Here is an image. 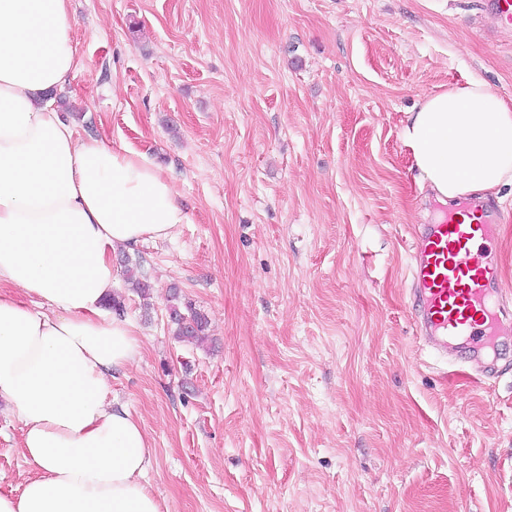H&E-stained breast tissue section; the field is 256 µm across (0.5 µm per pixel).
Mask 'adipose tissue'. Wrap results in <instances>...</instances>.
I'll return each mask as SVG.
<instances>
[{"instance_id": "obj_1", "label": "adipose tissue", "mask_w": 512, "mask_h": 512, "mask_svg": "<svg viewBox=\"0 0 512 512\" xmlns=\"http://www.w3.org/2000/svg\"><path fill=\"white\" fill-rule=\"evenodd\" d=\"M70 31L68 0H0V403L37 469L0 512H161L150 439L107 400L140 354L107 301L113 252L189 217L146 155L76 138L58 105L78 65ZM402 140L440 203L512 185V105L481 78L425 97Z\"/></svg>"}]
</instances>
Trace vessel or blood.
I'll return each mask as SVG.
<instances>
[{
	"label": "vessel or blood",
	"instance_id": "b4317fda",
	"mask_svg": "<svg viewBox=\"0 0 512 512\" xmlns=\"http://www.w3.org/2000/svg\"><path fill=\"white\" fill-rule=\"evenodd\" d=\"M470 208L484 218L485 248L469 247L467 225L452 220L423 225L411 253V294L426 343L437 349L456 342L461 357L491 377L498 372L504 320L512 312L502 302L505 286L490 248L499 236V214L480 201Z\"/></svg>",
	"mask_w": 512,
	"mask_h": 512
}]
</instances>
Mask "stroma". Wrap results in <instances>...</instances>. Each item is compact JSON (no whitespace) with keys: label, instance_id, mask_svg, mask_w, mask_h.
Wrapping results in <instances>:
<instances>
[{"label":"stroma","instance_id":"obj_1","mask_svg":"<svg viewBox=\"0 0 512 512\" xmlns=\"http://www.w3.org/2000/svg\"><path fill=\"white\" fill-rule=\"evenodd\" d=\"M79 138L147 154L188 214L125 282L140 357L109 400L143 424L162 512H512V357L478 381L419 337L409 288L441 208L401 139L426 96L512 101L482 0H69ZM512 288V187L487 197ZM207 317L177 342L167 294ZM35 469L0 404V493ZM141 262L142 261L140 259H135V261H133L129 256H127L123 267L127 282L131 283L132 288L136 289L141 296H145L146 291L150 288V284L148 282V278L142 272Z\"/></svg>","mask_w":512,"mask_h":512}]
</instances>
